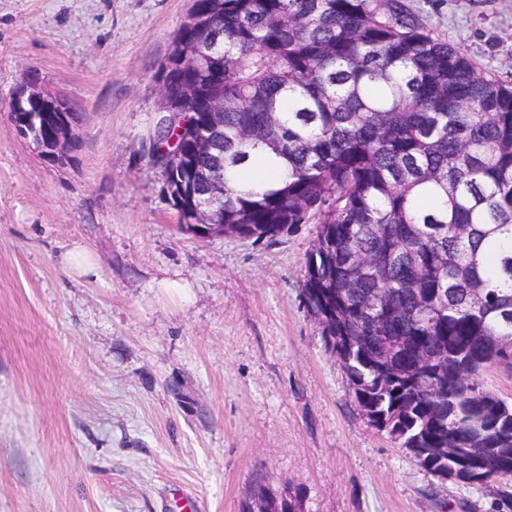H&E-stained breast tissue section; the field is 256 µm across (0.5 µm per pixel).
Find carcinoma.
I'll use <instances>...</instances> for the list:
<instances>
[{
	"instance_id": "obj_1",
	"label": "carcinoma",
	"mask_w": 512,
	"mask_h": 512,
	"mask_svg": "<svg viewBox=\"0 0 512 512\" xmlns=\"http://www.w3.org/2000/svg\"><path fill=\"white\" fill-rule=\"evenodd\" d=\"M163 71L224 97V237L317 225L303 301L370 425L441 480L512 477V87L405 0H195ZM187 128H156L188 149ZM482 383L488 390L512 403V370L505 367L491 368L483 374Z\"/></svg>"
}]
</instances>
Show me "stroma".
<instances>
[{
	"label": "stroma",
	"mask_w": 512,
	"mask_h": 512,
	"mask_svg": "<svg viewBox=\"0 0 512 512\" xmlns=\"http://www.w3.org/2000/svg\"><path fill=\"white\" fill-rule=\"evenodd\" d=\"M512 87V0H406ZM194 0H0V512H493L369 425L302 299L316 235L182 232L149 162ZM80 115L47 162L9 119L27 73ZM87 248L95 269L66 260Z\"/></svg>",
	"instance_id": "stroma-1"
}]
</instances>
